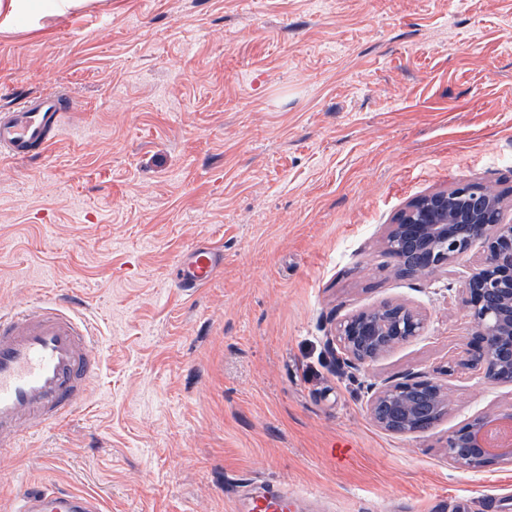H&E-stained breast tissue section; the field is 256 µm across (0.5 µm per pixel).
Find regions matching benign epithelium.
<instances>
[{"label": "benign epithelium", "instance_id": "1", "mask_svg": "<svg viewBox=\"0 0 512 512\" xmlns=\"http://www.w3.org/2000/svg\"><path fill=\"white\" fill-rule=\"evenodd\" d=\"M503 198L493 187L467 183L424 196L402 212L386 249L402 277H426L451 267L472 247L483 255L463 284L475 343L466 365L495 383L512 384V224L504 222ZM425 319L403 304L385 303L349 315L336 324L331 343L339 362L359 371L419 335ZM448 389L427 375L370 387L367 412L379 428L394 434L428 429L447 414ZM512 422V407L482 411L448 435V461L459 469L512 464V454L486 449L485 435L498 422Z\"/></svg>", "mask_w": 512, "mask_h": 512}]
</instances>
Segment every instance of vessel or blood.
Wrapping results in <instances>:
<instances>
[{"mask_svg":"<svg viewBox=\"0 0 512 512\" xmlns=\"http://www.w3.org/2000/svg\"><path fill=\"white\" fill-rule=\"evenodd\" d=\"M56 94L21 99L0 114V156L23 161L46 152L65 118ZM219 259L195 247L179 260V285L193 292L209 283ZM91 323L68 304L48 300L0 310V447H17L30 430L60 424L86 398L98 367ZM10 512H103L92 494L45 486L17 497ZM230 512H288V492L267 486H236Z\"/></svg>","mask_w":512,"mask_h":512,"instance_id":"obj_1","label":"vessel or blood"}]
</instances>
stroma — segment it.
<instances>
[{
    "label": "stroma",
    "mask_w": 512,
    "mask_h": 512,
    "mask_svg": "<svg viewBox=\"0 0 512 512\" xmlns=\"http://www.w3.org/2000/svg\"><path fill=\"white\" fill-rule=\"evenodd\" d=\"M70 105L44 158L0 159V309L68 301L100 369L84 408L0 450V512L56 484L108 512H228L281 482L326 512H512V466L460 471L449 434L512 406L464 367L461 286L481 246L419 278L383 240L414 200L481 182L512 222V0H51L0 27V110ZM224 253L197 294L190 246ZM395 302L419 336L347 373L338 321ZM448 385L433 427L394 435L367 387Z\"/></svg>",
    "instance_id": "stroma-1"
}]
</instances>
